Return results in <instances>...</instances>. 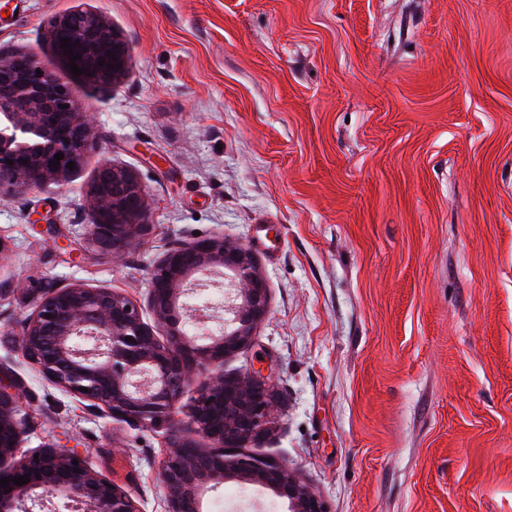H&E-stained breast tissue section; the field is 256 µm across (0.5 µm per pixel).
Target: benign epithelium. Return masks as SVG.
<instances>
[{
	"label": "benign epithelium",
	"mask_w": 512,
	"mask_h": 512,
	"mask_svg": "<svg viewBox=\"0 0 512 512\" xmlns=\"http://www.w3.org/2000/svg\"><path fill=\"white\" fill-rule=\"evenodd\" d=\"M63 38L75 43L73 54L81 55L75 63L92 80L111 83L126 73L128 47L104 16L75 11L55 20L51 48L68 64ZM0 118L7 122L0 127V194L61 181L67 164L82 161L95 146L90 113L77 111L75 92L21 52L0 49ZM59 152L64 158L56 166ZM107 169L112 178L95 181L83 213L90 233L119 250L149 230L147 204L131 172ZM214 269L230 272L239 284L234 317L217 335L192 336L187 326L195 313L185 296L192 279ZM148 306L154 326L118 292L48 281L23 322L18 349L45 379L90 407L133 427L166 431L169 452L159 479L167 512H203L206 492L230 482L273 492L287 501L288 512H327L288 468L240 449L270 429L275 406L262 369L224 376V358L250 345L254 326L268 311V288L252 253L220 237L170 248L151 273ZM197 377L204 383L190 433L174 420V410ZM24 434L16 383L0 378V466L9 464L0 469V480L12 478L0 486V512H33L44 495L63 501L69 512H139L130 493L93 470L78 449L24 451ZM26 474L30 482L14 484Z\"/></svg>",
	"instance_id": "obj_1"
}]
</instances>
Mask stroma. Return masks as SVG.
Returning a JSON list of instances; mask_svg holds the SVG:
<instances>
[{"label": "stroma", "instance_id": "stroma-1", "mask_svg": "<svg viewBox=\"0 0 512 512\" xmlns=\"http://www.w3.org/2000/svg\"><path fill=\"white\" fill-rule=\"evenodd\" d=\"M68 10L111 22L124 77L53 55ZM0 48L78 89L99 143L60 184L0 197V370L23 450L78 448L140 512H167L163 430L92 410L7 336L45 279L145 308L167 250L221 236L268 287L224 359L229 377L273 364L277 424L244 451L328 512H512V0H9ZM106 165L149 202L121 258L80 210ZM205 508L288 504L228 483Z\"/></svg>", "mask_w": 512, "mask_h": 512}]
</instances>
